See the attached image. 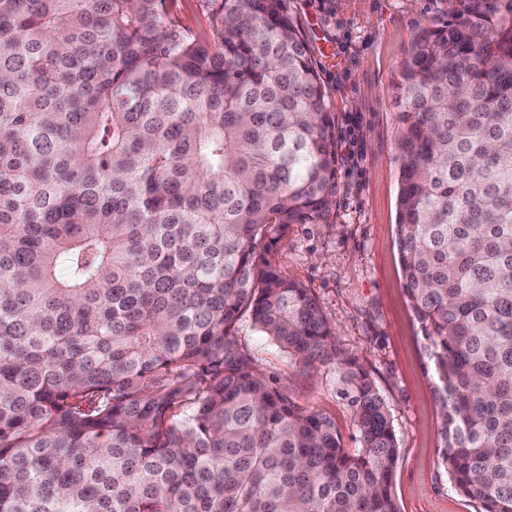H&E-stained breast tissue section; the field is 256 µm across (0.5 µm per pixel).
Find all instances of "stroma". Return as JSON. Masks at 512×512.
I'll return each instance as SVG.
<instances>
[{
	"instance_id": "obj_1",
	"label": "stroma",
	"mask_w": 512,
	"mask_h": 512,
	"mask_svg": "<svg viewBox=\"0 0 512 512\" xmlns=\"http://www.w3.org/2000/svg\"><path fill=\"white\" fill-rule=\"evenodd\" d=\"M329 92L338 191L328 223L295 224L278 265L317 298L336 345L371 375L399 442V512H481L441 463L438 379L404 291L397 244L402 133L395 84L415 34L451 18L449 0H285ZM239 338L303 408L331 415L361 445L333 360L305 368L242 322Z\"/></svg>"
}]
</instances>
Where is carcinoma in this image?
I'll use <instances>...</instances> for the list:
<instances>
[{
  "mask_svg": "<svg viewBox=\"0 0 512 512\" xmlns=\"http://www.w3.org/2000/svg\"><path fill=\"white\" fill-rule=\"evenodd\" d=\"M0 0V512H398V439L314 294L336 124L284 0ZM396 85L405 294L440 458L512 512V0H456ZM336 358L361 448L238 336ZM210 8L211 5L206 4L203 0H172L168 3V9L183 27L196 35L207 36L212 41Z\"/></svg>",
  "mask_w": 512,
  "mask_h": 512,
  "instance_id": "obj_1",
  "label": "carcinoma"
}]
</instances>
